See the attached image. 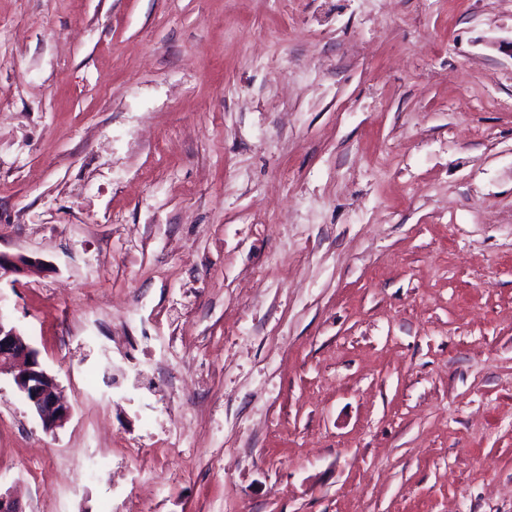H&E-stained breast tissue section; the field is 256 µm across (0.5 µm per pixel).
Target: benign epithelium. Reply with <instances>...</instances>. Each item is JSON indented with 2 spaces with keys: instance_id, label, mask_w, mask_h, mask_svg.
<instances>
[{
  "instance_id": "obj_1",
  "label": "benign epithelium",
  "mask_w": 512,
  "mask_h": 512,
  "mask_svg": "<svg viewBox=\"0 0 512 512\" xmlns=\"http://www.w3.org/2000/svg\"><path fill=\"white\" fill-rule=\"evenodd\" d=\"M37 264L38 261L28 257L0 253V274L18 272ZM6 365L17 367L14 382L38 416L43 430L54 433L63 428L70 418V407L61 396L59 383L41 367L36 351L24 335L0 317V369Z\"/></svg>"
}]
</instances>
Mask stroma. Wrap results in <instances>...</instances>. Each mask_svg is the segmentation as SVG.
<instances>
[{
  "label": "stroma",
  "instance_id": "35a3bbf8",
  "mask_svg": "<svg viewBox=\"0 0 512 512\" xmlns=\"http://www.w3.org/2000/svg\"><path fill=\"white\" fill-rule=\"evenodd\" d=\"M24 512H512V0H0ZM5 365L17 366L14 382L38 416L43 430L55 433L63 428L71 412L61 396L59 383L41 367L36 351L24 335L0 317V372Z\"/></svg>",
  "mask_w": 512,
  "mask_h": 512
}]
</instances>
